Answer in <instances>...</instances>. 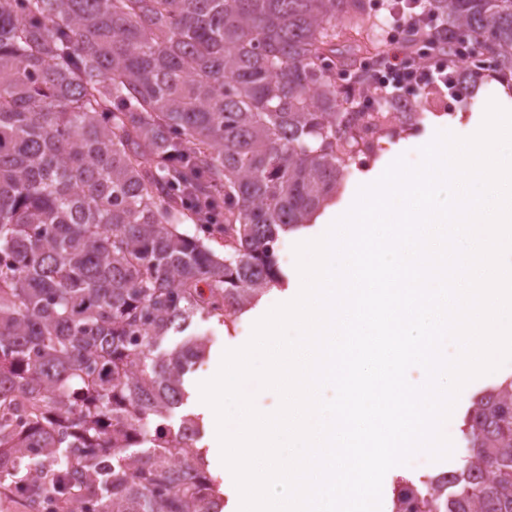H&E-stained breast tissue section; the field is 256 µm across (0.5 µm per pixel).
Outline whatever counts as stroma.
<instances>
[{
	"label": "stroma",
	"instance_id": "obj_1",
	"mask_svg": "<svg viewBox=\"0 0 512 512\" xmlns=\"http://www.w3.org/2000/svg\"><path fill=\"white\" fill-rule=\"evenodd\" d=\"M496 100L503 108L512 110V92H506L502 86L491 82L477 85L468 103L452 101L444 103L434 92L420 91L416 97L417 103L425 108L428 118L419 129L403 132L398 135L390 134L382 140L383 148L376 159H351L347 163L345 178L333 198L326 207L321 208V215L346 205L356 195L360 186L376 169L388 167L398 157H407L409 162L419 160V150L429 143L437 131L448 130L460 137L474 134L482 124L484 112L489 100ZM302 235H282L278 244V259L286 275L283 287L275 288L266 293L259 302L240 315L236 321L221 323L217 320H198L192 325V332L209 337L210 343L203 362L197 366L190 376V398L187 403L176 409L167 418L166 423L171 429H178L183 415L198 416L203 421V431L199 445L208 454V470L220 485H228L229 478L221 461V448L217 438V425L211 419L207 406L201 400L199 385L211 379L218 372L225 350L237 349L247 343L254 323L263 317L273 306L284 303L287 298L297 293L301 286L300 275L296 267L294 247L302 242ZM512 371V362L502 365L493 373L480 376L469 382L461 391L452 415L445 426V432L453 443L454 450L450 458L444 462H430L431 470L440 467L458 468L467 450L461 432L462 417L470 406L473 396L484 387L502 379L505 373Z\"/></svg>",
	"mask_w": 512,
	"mask_h": 512
}]
</instances>
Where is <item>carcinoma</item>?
<instances>
[{
	"label": "carcinoma",
	"instance_id": "1",
	"mask_svg": "<svg viewBox=\"0 0 512 512\" xmlns=\"http://www.w3.org/2000/svg\"><path fill=\"white\" fill-rule=\"evenodd\" d=\"M427 7L487 55L463 83L512 90V0ZM370 21L365 0H0L11 497L33 512L79 498L91 512H219L198 418L163 423L207 341L152 347L284 282L281 235L336 191L358 145L332 30ZM462 432L465 463L416 490L399 478L393 512H512V375L473 397Z\"/></svg>",
	"mask_w": 512,
	"mask_h": 512
}]
</instances>
